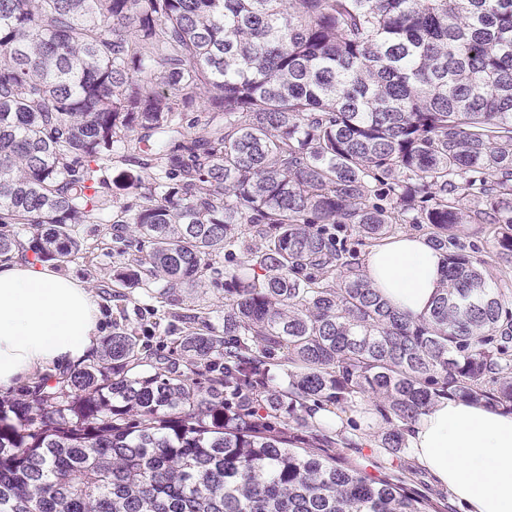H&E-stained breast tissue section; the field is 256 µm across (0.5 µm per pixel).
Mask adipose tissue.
<instances>
[{"instance_id": "adipose-tissue-1", "label": "adipose tissue", "mask_w": 512, "mask_h": 512, "mask_svg": "<svg viewBox=\"0 0 512 512\" xmlns=\"http://www.w3.org/2000/svg\"><path fill=\"white\" fill-rule=\"evenodd\" d=\"M443 266V255L416 234L390 238L365 261L378 293L414 319L429 311ZM101 320L80 281L1 256L0 387L85 361L98 347ZM405 437L417 463L465 512H512V413L442 398L407 427Z\"/></svg>"}]
</instances>
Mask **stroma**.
Returning <instances> with one entry per match:
<instances>
[{
    "instance_id": "35a3bbf8",
    "label": "stroma",
    "mask_w": 512,
    "mask_h": 512,
    "mask_svg": "<svg viewBox=\"0 0 512 512\" xmlns=\"http://www.w3.org/2000/svg\"><path fill=\"white\" fill-rule=\"evenodd\" d=\"M146 155H135L133 150L115 146L112 162L103 171V176L110 186L113 209L135 206L140 197L134 188V180H141L143 185H150L154 168L147 165ZM78 236L83 243V251L67 263L56 264L57 272L72 276L85 283L94 294L100 307L104 336L128 330L136 337L137 348L141 355H170L171 344L169 332L179 330L180 322L174 319V312H198L207 314L209 323L217 325L224 320V277L227 270L242 264L247 255L237 252L236 256L221 262L220 273L206 271L200 282L191 288L182 289L177 295L176 303L162 301L157 288H132L124 301H114L108 294L111 283L112 267L119 257L114 241L115 230L112 225L86 223L79 225ZM461 240L466 252L481 264L493 287L505 294H512V262L496 257L495 243L486 234L480 233L477 225H465ZM350 429L356 430L360 440L354 446L336 448L335 454L343 462L353 466L376 480H403L411 493L429 500L436 512H461L460 505L445 489L439 487L434 478L419 466L411 452H404L401 457L392 458L383 453L375 444L380 430L386 426L385 421L376 425H358L349 421Z\"/></svg>"
}]
</instances>
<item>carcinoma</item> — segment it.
I'll return each instance as SVG.
<instances>
[{
  "instance_id": "obj_1",
  "label": "carcinoma",
  "mask_w": 512,
  "mask_h": 512,
  "mask_svg": "<svg viewBox=\"0 0 512 512\" xmlns=\"http://www.w3.org/2000/svg\"><path fill=\"white\" fill-rule=\"evenodd\" d=\"M200 109L224 124L193 137ZM118 143L158 177L114 221ZM90 221L139 236L118 289L173 296L240 245L250 260L224 277L222 326L175 339L185 369L117 332L0 399V512H430L270 419L310 431L318 407L380 398L398 458L439 397L512 411V299L457 243L477 224L512 259V0H0V224L66 262ZM398 224L446 261L417 320L338 237ZM221 116L214 112H185L182 125L190 135H204L210 127L221 121Z\"/></svg>"
}]
</instances>
